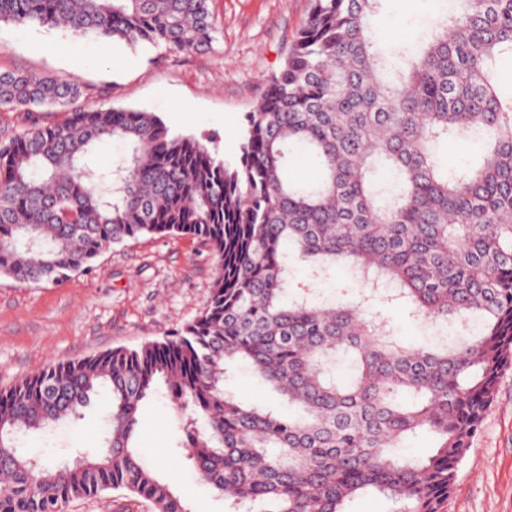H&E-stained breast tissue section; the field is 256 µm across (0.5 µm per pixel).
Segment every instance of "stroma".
<instances>
[{
    "mask_svg": "<svg viewBox=\"0 0 512 512\" xmlns=\"http://www.w3.org/2000/svg\"><path fill=\"white\" fill-rule=\"evenodd\" d=\"M311 0H210L215 39L201 50L76 40L63 28L0 24V70L72 80L80 105L154 113L176 133L209 140L220 159L238 162L246 115L284 64ZM439 14L437 0H386L372 21L381 44L414 42ZM218 262L187 235H144L106 248L63 282L29 284L0 275V390L51 363L162 340L204 308ZM166 389L139 413L140 452L192 512H225L224 500L193 471L182 449ZM105 410L26 438L25 452L59 463L95 451ZM121 490L71 503L64 512H150ZM445 512H512V370L460 461Z\"/></svg>",
    "mask_w": 512,
    "mask_h": 512,
    "instance_id": "1",
    "label": "stroma"
}]
</instances>
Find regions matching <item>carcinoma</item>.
Masks as SVG:
<instances>
[{"label":"carcinoma","instance_id":"1","mask_svg":"<svg viewBox=\"0 0 512 512\" xmlns=\"http://www.w3.org/2000/svg\"><path fill=\"white\" fill-rule=\"evenodd\" d=\"M210 0H0V24L63 26L101 43L214 40ZM384 0H312L280 72L246 117L240 159H218L135 109L76 106L77 84L0 70V106L60 107L0 143V274L59 283L138 235L205 240L218 274L203 312L163 341L53 363L0 390V512H63L126 490L192 512L142 461L141 404L163 384L186 459L228 512H345L372 493L397 512H443L456 468L512 367V0H453L415 48H380ZM108 140L126 154L90 163ZM476 144L450 168L448 142ZM302 154L317 174L290 173ZM395 178L389 185L379 170ZM317 279L346 267L358 299L292 295L290 255ZM398 302L436 332L394 338ZM237 362L288 404L247 402ZM106 397L102 446L47 465L21 440ZM419 435L421 457L399 452Z\"/></svg>","mask_w":512,"mask_h":512}]
</instances>
